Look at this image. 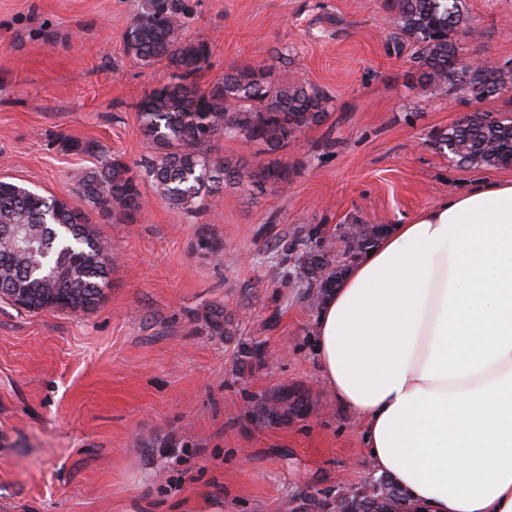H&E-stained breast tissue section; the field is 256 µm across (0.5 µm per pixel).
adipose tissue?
<instances>
[{
    "label": "adipose tissue",
    "mask_w": 512,
    "mask_h": 512,
    "mask_svg": "<svg viewBox=\"0 0 512 512\" xmlns=\"http://www.w3.org/2000/svg\"><path fill=\"white\" fill-rule=\"evenodd\" d=\"M314 336L324 384L399 492L384 512H512V182L391 225Z\"/></svg>",
    "instance_id": "1"
}]
</instances>
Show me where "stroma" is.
Returning <instances> with one entry per match:
<instances>
[{"label":"stroma","mask_w":512,"mask_h":512,"mask_svg":"<svg viewBox=\"0 0 512 512\" xmlns=\"http://www.w3.org/2000/svg\"><path fill=\"white\" fill-rule=\"evenodd\" d=\"M194 2L187 34L211 45L200 89L264 67L315 86L328 114L277 152L286 190L228 186L178 214L145 181L136 223L86 208L120 255L88 309L0 299V512H336L347 492L372 496L381 478L321 380L317 310L285 280L278 243L309 234L333 259L344 225L512 181V166H460L436 145L467 114L512 117V93L425 91L385 0ZM139 4L0 0V179L72 202L93 159L63 138L131 166L152 155L136 105L171 72L126 48ZM462 8L458 58L512 67V0ZM283 392L299 412L266 418L262 402Z\"/></svg>","instance_id":"35a3bbf8"}]
</instances>
